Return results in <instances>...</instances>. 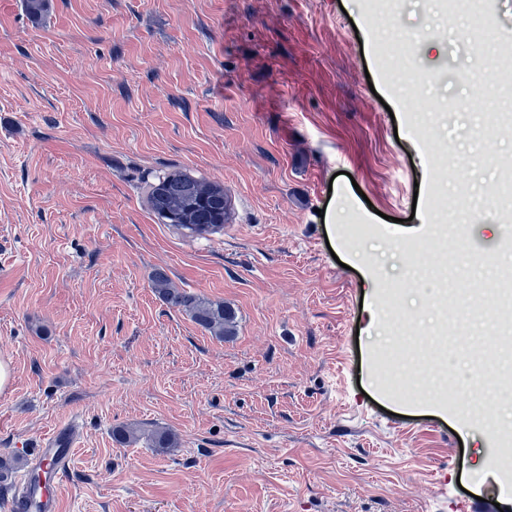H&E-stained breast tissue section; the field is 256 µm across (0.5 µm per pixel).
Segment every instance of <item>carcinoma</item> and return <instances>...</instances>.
Instances as JSON below:
<instances>
[{"mask_svg":"<svg viewBox=\"0 0 512 512\" xmlns=\"http://www.w3.org/2000/svg\"><path fill=\"white\" fill-rule=\"evenodd\" d=\"M148 197L151 212L161 223L173 224L192 235L222 228L228 219L224 187L206 184L183 171L158 177ZM152 285L166 303L186 312L203 329L220 337L233 335L235 313L224 303L207 301L174 287L162 270L154 273Z\"/></svg>","mask_w":512,"mask_h":512,"instance_id":"carcinoma-1","label":"carcinoma"}]
</instances>
